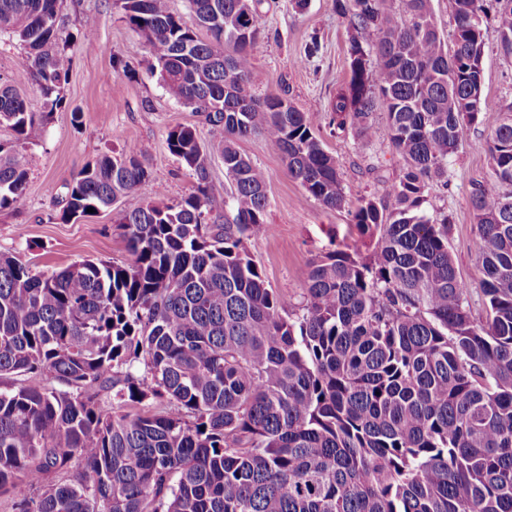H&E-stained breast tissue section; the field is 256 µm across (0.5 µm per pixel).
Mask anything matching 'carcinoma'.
Masks as SVG:
<instances>
[{
	"label": "carcinoma",
	"instance_id": "obj_1",
	"mask_svg": "<svg viewBox=\"0 0 512 512\" xmlns=\"http://www.w3.org/2000/svg\"><path fill=\"white\" fill-rule=\"evenodd\" d=\"M166 92L212 137L168 131L195 179L177 202L117 213L131 260L34 270L0 254V505L5 512H512V103L483 97L484 0H451L452 46L432 0H336L377 31L353 46L329 124L359 126L375 100L404 159L387 213L362 201L353 243L316 257L297 307L266 286L246 241L269 230L266 177L237 148L261 131L328 209L345 196L306 113L257 97L263 0H115ZM498 4L512 55V0ZM59 0H0V32L26 50L41 108L64 104L69 36ZM204 30L203 40L198 31ZM489 112L491 179L473 185L487 321L476 322L448 249V218L421 212L464 128ZM31 102L0 83V211L22 199ZM229 177L234 221L208 224ZM152 181L132 153L104 154L66 186L77 221ZM112 402V411L105 409Z\"/></svg>",
	"mask_w": 512,
	"mask_h": 512
}]
</instances>
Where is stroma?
Wrapping results in <instances>:
<instances>
[{
  "mask_svg": "<svg viewBox=\"0 0 512 512\" xmlns=\"http://www.w3.org/2000/svg\"><path fill=\"white\" fill-rule=\"evenodd\" d=\"M260 39L255 50L257 80L253 93L278 95L306 112L317 138L340 165L346 204L328 209L292 179L281 154L258 132L238 141L239 150L259 166L268 188V233L251 238L247 249L261 266L266 285L299 303L316 256L352 241V212L364 199L393 209L389 189L404 164L389 139L387 110L376 103L370 123L373 138L362 145L358 129L329 126V107L337 90L350 79L353 45L371 50L373 30L355 31L336 9V0H308L305 9L293 0H263ZM59 23L74 40L72 69L64 89L66 105L48 119L37 120L26 144L30 159L27 187L16 207L0 212V253L21 256L36 270L52 271L90 259L123 264L130 254L114 219L118 211L148 200L176 202L193 189L194 178L166 147L168 131L195 128L201 143L211 138L202 116L184 108L160 87L149 70L143 39L121 20L114 0H60ZM95 28V44L85 47L86 24ZM483 93L488 100L512 103V56L500 49L495 15L484 21ZM316 54H308L311 45ZM25 50L0 33V81L15 85L32 105L40 100L21 76ZM127 62L128 73L114 74V60ZM82 114L74 125L73 111ZM490 124L466 126L458 150L448 159L447 187L432 186L422 209L428 217L449 218L448 247L468 289L475 320L486 310L481 274L472 250L476 232L469 191L491 173L487 141ZM134 153L150 174L151 197L130 195L115 207L76 222H63L65 186L85 166L110 150Z\"/></svg>",
  "mask_w": 512,
  "mask_h": 512,
  "instance_id": "obj_1",
  "label": "stroma"
}]
</instances>
